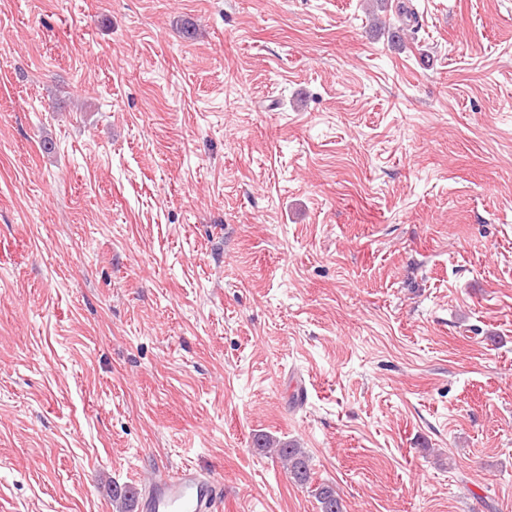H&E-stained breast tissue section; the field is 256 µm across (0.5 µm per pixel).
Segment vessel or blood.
<instances>
[{"mask_svg":"<svg viewBox=\"0 0 512 512\" xmlns=\"http://www.w3.org/2000/svg\"><path fill=\"white\" fill-rule=\"evenodd\" d=\"M222 490L208 470L184 465L152 479L142 500L143 512H216Z\"/></svg>","mask_w":512,"mask_h":512,"instance_id":"b4317fda","label":"vessel or blood"}]
</instances>
